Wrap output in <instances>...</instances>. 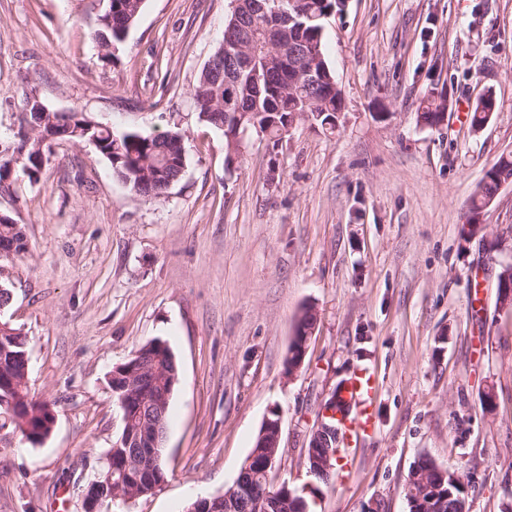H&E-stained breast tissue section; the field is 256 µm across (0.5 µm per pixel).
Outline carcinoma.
I'll return each instance as SVG.
<instances>
[{
    "instance_id": "obj_1",
    "label": "carcinoma",
    "mask_w": 512,
    "mask_h": 512,
    "mask_svg": "<svg viewBox=\"0 0 512 512\" xmlns=\"http://www.w3.org/2000/svg\"><path fill=\"white\" fill-rule=\"evenodd\" d=\"M144 0H110L107 9L99 16L94 32L98 47L105 50L109 57V48L122 43L131 26L139 16ZM270 7L279 13L268 18L256 16L252 38L246 50L253 68L244 73L234 85L237 108L226 110L228 89L224 80L202 69L193 89L192 99L198 108L199 119L211 126L221 128L225 145L230 138L239 134L255 133L279 142L288 135L286 119L292 112L301 113V119L323 126L336 111V94L331 83L336 81L335 74L328 66L323 50L322 31L325 15L338 10L341 0H279ZM279 27L277 35L281 40L296 42L302 54L301 64L288 69L275 63L267 36L268 26ZM496 108V99L490 98L471 107V125L481 126L486 114ZM444 110V103L429 98L417 112V122L426 126L435 123L436 116ZM23 118L30 133L20 137L13 146L0 151V193H9L12 189L11 167L21 162L33 170L30 180H38L43 168V158L49 157L50 144L58 141L82 143L94 136L100 145L98 152L112 166L113 173L126 184L130 191L149 201L165 198L164 187L171 178L178 177L179 170L185 165L186 157L181 155L182 146L175 134L153 135L138 130L114 132L94 122L87 114L70 125L67 117L56 112H45L36 106L33 97L24 100ZM512 179V153L501 155L485 172L477 190L472 196L465 213V224L459 230L460 240L467 241L466 227H481V219L488 200L498 194L500 183ZM28 243L22 225L8 217L0 218V260H9L27 252ZM12 334L0 337V347L5 353L0 355V379L20 375L24 368L23 353L27 351V336L22 330L10 326ZM129 371L136 373L142 369H157L161 374L172 378L179 376V364L166 341L153 339L137 348L124 361ZM31 410L36 412L29 421L30 434L22 435L29 444H35L34 435L45 428L49 420L51 404L35 399L30 390H24ZM153 400H144L137 396L128 397L127 410L130 414V429L138 436L139 424L151 417ZM138 451L137 441L129 446L114 441L109 452L112 453V469L119 471L128 465L129 457ZM266 448L253 447L250 456V472L238 474L237 481L242 483L236 500L237 512H302L303 507L288 500L285 488L273 487L264 479L262 471L267 461ZM168 471L164 460H159L152 471L140 477L139 492L147 496L154 488L167 479ZM443 493L448 496V508L444 512H467V486L459 481L445 484Z\"/></svg>"
}]
</instances>
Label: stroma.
<instances>
[{"instance_id":"stroma-1","label":"stroma","mask_w":512,"mask_h":512,"mask_svg":"<svg viewBox=\"0 0 512 512\" xmlns=\"http://www.w3.org/2000/svg\"><path fill=\"white\" fill-rule=\"evenodd\" d=\"M107 0H0V142L26 97L121 132L179 133L181 179L147 202L93 145L60 143L37 181L12 175L0 215L29 251L0 268V318L28 340L32 394L55 424L37 446L0 415V512H84L82 491L123 430L108 374L145 342L179 365L164 440L168 476L112 512H185L236 480L270 411L274 484L306 485L322 404L354 371L374 379L375 428L314 512H409L419 456L458 471L469 512H512V184L484 216L495 257L458 229L485 171L512 152V0H344L324 22L342 91L335 131L299 121L279 143L249 135L226 168L221 131L192 100L232 0H145L112 61L92 38ZM450 105L417 122L431 91ZM483 126L460 117L485 93ZM485 318L471 317L472 304ZM304 363L285 357L304 307Z\"/></svg>"}]
</instances>
